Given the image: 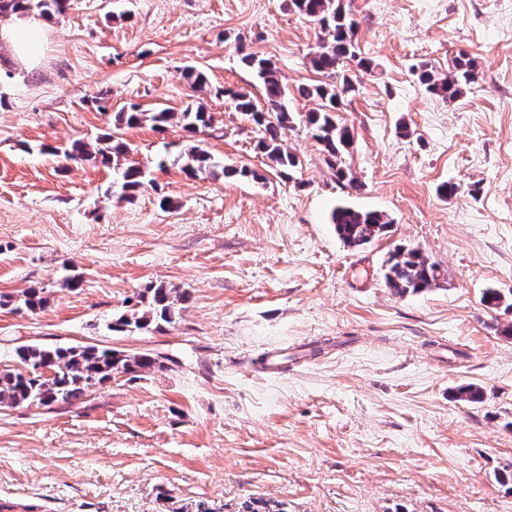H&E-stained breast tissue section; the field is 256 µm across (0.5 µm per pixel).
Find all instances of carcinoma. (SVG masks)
Wrapping results in <instances>:
<instances>
[{
	"label": "carcinoma",
	"mask_w": 512,
	"mask_h": 512,
	"mask_svg": "<svg viewBox=\"0 0 512 512\" xmlns=\"http://www.w3.org/2000/svg\"><path fill=\"white\" fill-rule=\"evenodd\" d=\"M291 5L320 27L322 38L311 65L315 71L326 75L331 82L314 85L303 90V95L320 100L318 107L295 116L288 111V94L279 82L273 64L253 53L238 47L242 63L252 70L263 86L265 106L260 107L247 92L224 91L234 110L247 116L262 132L258 146L272 162L271 168L285 175L298 167L296 155L282 147V136L293 126L294 119L305 123L312 137L322 147L326 164L336 171L338 180L358 189L360 185L341 166L343 155L353 143V135L346 126L336 123L335 111L347 94L354 91L348 66L355 62L362 71L372 68L371 61L361 57L353 38L355 20L346 12L343 0H291ZM69 9V0H0V17L16 12H34L41 17L61 16ZM474 59L458 56L452 70L439 75L431 68L420 70L419 79L426 90L444 99L455 100L464 94L476 74ZM211 114L201 107L187 106L181 112H146L132 105L129 110L114 117V127L119 129L149 122L162 130L171 123H179L188 133L207 127ZM126 145L115 135L106 134L99 139V147L89 151L82 142L74 143L63 152L70 160L96 154L106 163L125 153ZM174 164L190 176L227 173L223 164L197 147L184 148L174 158ZM146 184L145 171L131 165L122 172L123 195L133 196ZM331 223L335 224L339 238L349 247H361L380 236L392 223L387 215L377 211H364L350 205L336 206L331 212ZM387 287L397 297L424 291L437 281V266L418 250L397 249L388 259L385 274ZM44 289L30 288L23 294L21 304L34 313L45 305ZM150 293L148 309L133 308L112 323L114 332L143 330L150 326L160 328L171 324L176 317L179 301L185 294H176L175 289L164 285L147 288ZM19 366L0 373V406L20 405L50 408L60 403H72L82 399L91 388L101 386L112 379L114 373L137 374L145 370L165 368L160 356L151 352L122 354L116 350L95 345L39 346L28 345L16 351ZM47 364L53 375L46 376L37 367ZM239 512H284L281 504L263 499H252L241 506Z\"/></svg>",
	"instance_id": "obj_1"
}]
</instances>
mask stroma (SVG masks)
Masks as SVG:
<instances>
[{
	"label": "stroma",
	"mask_w": 512,
	"mask_h": 512,
	"mask_svg": "<svg viewBox=\"0 0 512 512\" xmlns=\"http://www.w3.org/2000/svg\"><path fill=\"white\" fill-rule=\"evenodd\" d=\"M344 5L372 62L336 113L357 191L298 121L284 144L301 164L276 174L224 100L260 90L246 50L274 65L289 111L311 109L318 29L290 0H71L44 21L39 66L0 78V295L46 298L0 307V371L35 344L169 359L52 410L0 407V512H237L251 496L286 512H512V309L482 300L512 292V0ZM462 54L477 83L427 92L420 66L445 74ZM133 104L213 121L190 137L122 128L108 166L49 155L96 145ZM188 145L258 176H187L172 159ZM130 165L150 183L127 198ZM448 182L461 193L439 196ZM342 200L391 226L346 246ZM398 248L436 264L430 289L391 294ZM154 285L187 291L174 322L111 332ZM467 384L481 403L458 400Z\"/></svg>",
	"instance_id": "obj_1"
}]
</instances>
